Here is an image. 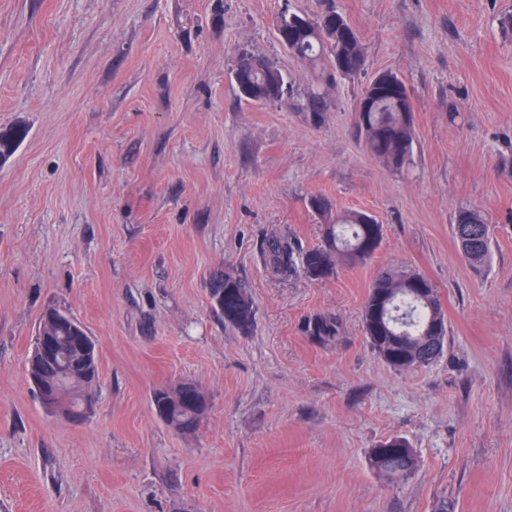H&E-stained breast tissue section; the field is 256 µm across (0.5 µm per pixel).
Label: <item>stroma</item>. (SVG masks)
<instances>
[{
  "instance_id": "1",
  "label": "stroma",
  "mask_w": 512,
  "mask_h": 512,
  "mask_svg": "<svg viewBox=\"0 0 512 512\" xmlns=\"http://www.w3.org/2000/svg\"><path fill=\"white\" fill-rule=\"evenodd\" d=\"M0 0V126L28 136L0 166V512H512V0H334L362 39L313 124L319 73L277 40L283 8L321 0ZM249 47L293 103L255 105L231 72ZM405 82L414 153L402 170L355 129L364 85ZM373 215L367 263L312 282L273 275L272 237L319 244L309 200ZM491 225L473 269L459 208ZM437 288L444 353L396 371L369 345L378 272ZM246 284L255 322L225 325L212 278ZM71 312L99 356L93 411L46 410L26 365L45 308ZM335 319L336 336L307 321ZM208 409L176 431L159 387ZM404 438L418 465L385 476L372 448ZM470 225H479L482 227L480 235H474L473 249L466 250L460 245L458 230L467 228ZM455 236L459 249L464 259L475 269L482 266L489 257L491 250V229L487 224L485 215L482 211L475 208H462L458 211L454 225ZM184 387V383H180L174 388H158L153 391L151 395V404L157 416L166 422L172 428L181 432L195 431L208 408V401L204 392L196 386H186L189 390L188 393H181V396L175 399L176 404L181 405L182 408L190 407L192 409L202 410L201 413L196 411H174L171 415L162 417L157 413V408L166 401H172L173 398L180 394Z\"/></svg>"
}]
</instances>
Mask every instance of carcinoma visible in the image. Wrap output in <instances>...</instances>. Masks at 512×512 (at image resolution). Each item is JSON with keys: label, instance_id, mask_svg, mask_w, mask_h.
<instances>
[{"label": "carcinoma", "instance_id": "carcinoma-1", "mask_svg": "<svg viewBox=\"0 0 512 512\" xmlns=\"http://www.w3.org/2000/svg\"><path fill=\"white\" fill-rule=\"evenodd\" d=\"M276 38L281 45L297 58L309 63L327 64L321 73L320 87L311 91L299 108L317 117L316 124L324 121L325 112L332 105L327 88L336 81L332 69L334 60L343 56L350 67H363L361 41L346 16L332 7L330 0H324L321 13L314 19H307L297 12L282 14L276 27ZM241 78L254 89L249 101L265 103L266 90L279 89L282 104L291 100L288 81L276 63L247 49L238 57ZM364 95L375 96L372 112L356 113L355 125L366 148L386 162L391 168L400 170L411 161L413 154L412 113L401 111V106L389 95L366 85ZM28 129L22 124L0 128V161L6 162L18 151L26 139ZM310 208L323 219L321 244L301 250L285 238H273L268 242L266 256L271 271L278 276H290L299 271L312 281L329 277L337 271L338 264H362L370 259L383 241V225L374 217L361 210H333L331 201L315 196L309 201ZM471 225L482 227V233L473 236V248H460L464 259L475 269L482 266L491 250V229L482 211L462 208L455 218L454 230ZM424 276L413 270L384 271L374 280L363 309L364 335L371 348L390 368L403 371L410 368V358L415 347L422 342L424 330L432 322L440 321L439 335L448 330L444 313L433 284L422 299L409 289V280ZM211 300L217 314L224 323L248 333L254 326V309L245 283L232 271L215 278L210 287ZM38 328L46 336L55 339L59 357L40 360L31 355L27 372L39 385L53 387L58 381L61 367L70 371L62 403L75 407L80 401L96 395L99 378V359L95 343L83 324L71 314L56 307H49L40 316ZM311 335L319 338L336 335V321L319 316L310 326ZM184 384L174 388H158L151 395L153 408L171 401L180 394ZM203 415L196 411H175L163 417L172 428L181 432L196 430ZM399 443L408 447L403 439L391 438L380 444L387 449L383 456L370 459L378 471L396 478L409 476L407 470L417 466L412 455H403L391 450Z\"/></svg>", "mask_w": 512, "mask_h": 512}]
</instances>
